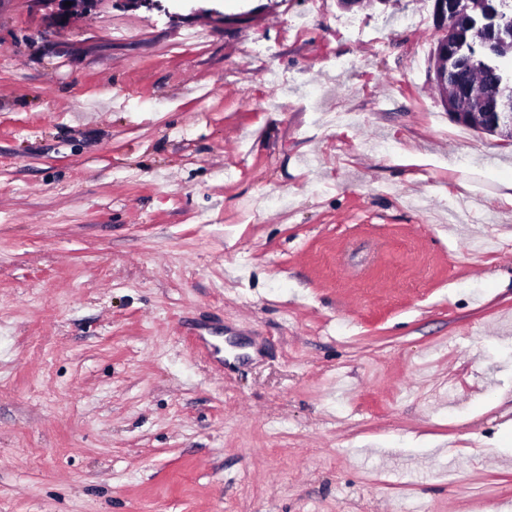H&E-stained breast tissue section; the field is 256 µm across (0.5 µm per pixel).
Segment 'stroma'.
<instances>
[{
  "label": "stroma",
  "mask_w": 512,
  "mask_h": 512,
  "mask_svg": "<svg viewBox=\"0 0 512 512\" xmlns=\"http://www.w3.org/2000/svg\"><path fill=\"white\" fill-rule=\"evenodd\" d=\"M439 36L0 0V512H512V144Z\"/></svg>",
  "instance_id": "obj_1"
}]
</instances>
